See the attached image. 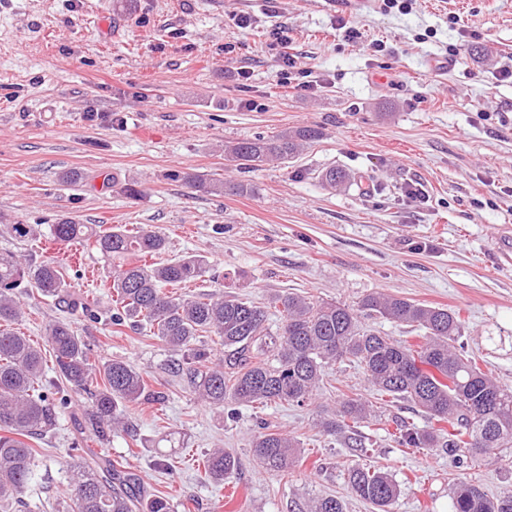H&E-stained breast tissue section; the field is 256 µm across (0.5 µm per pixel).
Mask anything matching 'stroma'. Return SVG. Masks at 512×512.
Segmentation results:
<instances>
[{"instance_id": "obj_1", "label": "stroma", "mask_w": 512, "mask_h": 512, "mask_svg": "<svg viewBox=\"0 0 512 512\" xmlns=\"http://www.w3.org/2000/svg\"><path fill=\"white\" fill-rule=\"evenodd\" d=\"M244 14L246 29L236 24ZM343 20L360 28L361 45L342 39ZM276 26L324 88L299 95L280 84ZM377 41L384 51L373 50ZM504 65H512V0H415L406 14L384 12L380 0H0V216L160 231L170 242L160 261L189 253L210 263L184 294L222 291L267 306L272 332L279 316L270 302L287 292L350 306L381 292L453 310L482 370L512 388V263L498 254L512 235V81L495 79ZM302 126L321 136L286 164L242 169L224 159V143ZM332 167L349 184L323 183ZM71 168L84 173L82 185L60 182ZM176 171L248 190L197 191L172 180ZM132 180L146 190L141 200L121 190ZM412 188L420 198L409 197ZM5 250L36 262L56 256L69 294L102 314L85 320L33 290L21 300L25 336L44 343L49 323L67 321L91 361L123 359L163 395L132 405L129 431L104 442L87 423L88 403L72 396L57 428L35 443L54 495L68 489L80 448L122 462L174 512H305L326 494L346 512H373L347 487L357 463L395 477L392 512H449L459 481L491 497L512 489L511 463L456 468L440 450L399 447L387 419L420 425L423 416L374 398L352 360L326 368L303 407L243 406L233 416L203 403L171 374L176 353L148 329L108 324L100 254L58 252L44 237L2 236ZM356 395L379 413L357 427L373 442L365 455L320 426ZM263 424L300 444L288 476L253 459ZM214 448L240 461L221 483L203 467Z\"/></svg>"}]
</instances>
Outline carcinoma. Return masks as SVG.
Listing matches in <instances>:
<instances>
[{
  "instance_id": "cac0c4a2",
  "label": "carcinoma",
  "mask_w": 512,
  "mask_h": 512,
  "mask_svg": "<svg viewBox=\"0 0 512 512\" xmlns=\"http://www.w3.org/2000/svg\"><path fill=\"white\" fill-rule=\"evenodd\" d=\"M320 131L301 127L274 138L257 135L224 145V158L246 168L282 164ZM173 179L210 194H223L224 181L200 174L176 172ZM23 241L41 235L32 224H0V235ZM50 240L61 249L73 245L95 249L107 266L112 289L110 322L114 327L146 325L182 360L172 373L186 379L192 391L214 405L288 403L302 406L312 400L325 368L344 359L359 362L378 395L412 404L428 424L419 428L392 420L390 436L403 448H442L460 466L483 458L512 454V389L503 388L482 372L476 359L466 357L461 320L444 308L415 304L407 299L370 294L353 308L317 302L294 293L275 297L281 327L267 331L268 311L253 301L224 292L201 296L173 292L204 276L208 262L196 254L166 263L144 259L168 249L158 231L138 227L102 228L71 217L50 225ZM34 288L41 295L68 302L75 311L94 319V306L69 298L63 267L49 258L35 263L11 251H0V504H16L47 470L44 456L26 439L49 432L70 392L87 397L89 425L99 439L107 431L127 428V408L150 396L141 372L122 359L101 365L90 361L86 343L70 323L56 321L45 329L46 347L11 329L22 317L20 298ZM382 317L425 331L417 346L368 329L360 318ZM214 335L224 345V360H212L199 338ZM63 382L47 377V360ZM372 417L370 406L347 398L322 421L330 434H341ZM298 442L277 430L262 427L252 444L256 460L283 476L295 466ZM238 468L234 456L219 448L206 456L205 472L217 480ZM68 502L63 512H174L170 503L141 490L130 475L107 460L77 456L72 465ZM355 496L377 512H390L399 485L381 470L348 469ZM310 512H345L334 495L312 500ZM450 512H512V489L489 498L473 483L453 488Z\"/></svg>"
}]
</instances>
